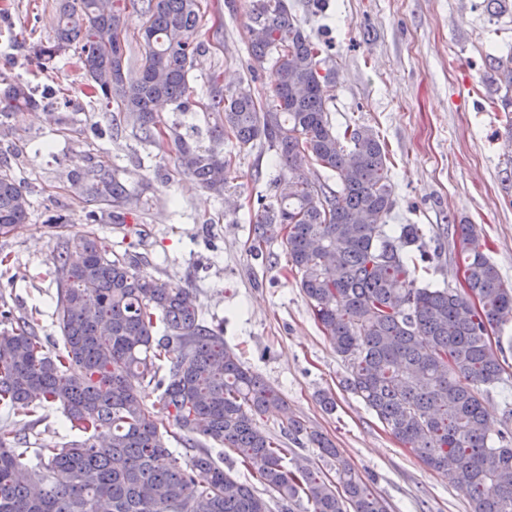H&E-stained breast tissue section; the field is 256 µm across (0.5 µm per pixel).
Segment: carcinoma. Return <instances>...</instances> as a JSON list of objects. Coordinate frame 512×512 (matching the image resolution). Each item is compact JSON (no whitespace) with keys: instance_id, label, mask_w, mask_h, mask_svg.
Here are the masks:
<instances>
[{"instance_id":"1","label":"carcinoma","mask_w":512,"mask_h":512,"mask_svg":"<svg viewBox=\"0 0 512 512\" xmlns=\"http://www.w3.org/2000/svg\"><path fill=\"white\" fill-rule=\"evenodd\" d=\"M99 2L62 0L53 35L30 50L37 65L47 70L74 50L84 94L117 105L143 139L168 137L178 167L219 195L230 168L224 143L273 148L288 178L261 204L251 252L282 240L315 319L348 365L344 388L397 441L466 489L471 512H512V438L489 436L479 393L505 373L503 346L490 331L512 320V281L485 253L477 226L458 225L466 286H417L434 260L424 229L403 224L398 237L387 233L394 200L385 147L368 126L336 131L326 112L325 89L336 81L328 46L310 38L285 0H252L250 55L271 63L265 100L249 83L204 99L190 85L206 52L199 0H141L143 52L128 81L125 6ZM164 104L176 110L169 124ZM199 105L215 115L206 145L192 126L181 133ZM42 106L24 80L0 78V126L18 109ZM308 164L336 177V187L304 176ZM70 181L91 208L87 230L57 246L63 351L46 350L35 321L0 305V405L23 416L55 406L83 437L41 449L28 465L0 432V512H271L253 486L215 462L205 440L234 449L283 512H389L331 440L245 367L224 328L208 324L185 289L99 240L93 225L125 223L138 201L112 165L90 158ZM29 207L1 154L0 235L26 223ZM145 384L160 391L150 405L139 395ZM268 414L281 417L285 435L306 437L331 459L338 483L288 462L281 441L257 425ZM171 440L195 453L179 459ZM196 468L208 469L206 485L195 483Z\"/></svg>"}]
</instances>
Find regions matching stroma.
I'll list each match as a JSON object with an SVG mask.
<instances>
[{
	"label": "stroma",
	"instance_id": "obj_1",
	"mask_svg": "<svg viewBox=\"0 0 512 512\" xmlns=\"http://www.w3.org/2000/svg\"><path fill=\"white\" fill-rule=\"evenodd\" d=\"M58 0H0L9 25L0 24V73L49 90L57 102L45 111H21L0 128V150L28 190L25 224L0 235V299L16 317L35 318L49 350L61 348L54 313L56 243L83 233V200L70 188L72 172L95 157L116 166L139 195L136 215L124 224H100L99 237L131 249L144 272L190 292L203 318L223 324L224 339L244 365L276 386L290 411L322 432L354 472L390 505V512H469L466 490L451 486L390 434L342 379L336 355L281 243L275 263L251 256L250 202L273 195L281 169L273 151L258 143L232 150L223 197L198 186L176 164L172 143L144 141L129 123L84 95L81 71L67 59L52 70L15 46L46 40L57 22ZM312 39H331L336 66L326 109L337 130L371 127L388 153L394 207L391 226L419 224L438 252L425 279L436 288L460 287L462 242L453 227L478 225L488 255L512 281V116L504 112L493 59L512 52V9L492 16L486 0H287ZM251 0H200V38L208 48L191 73L206 86L220 74L224 86L253 79L260 95L268 73L251 77L247 28ZM78 104V133L58 122L67 103ZM336 402L325 411L318 398ZM493 432L512 434V376L482 387ZM17 434V448L36 450L80 439L61 411L40 422L0 408V426Z\"/></svg>",
	"mask_w": 512,
	"mask_h": 512
}]
</instances>
